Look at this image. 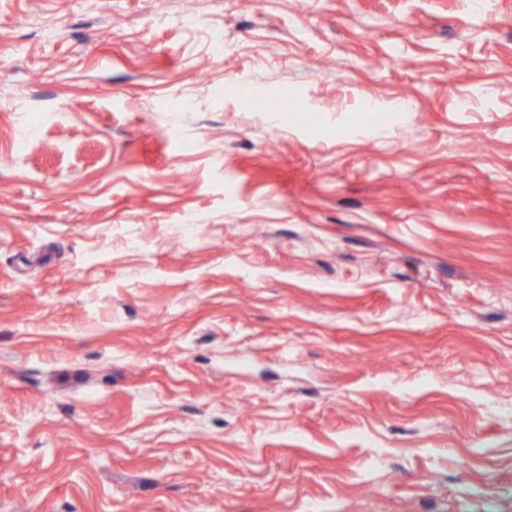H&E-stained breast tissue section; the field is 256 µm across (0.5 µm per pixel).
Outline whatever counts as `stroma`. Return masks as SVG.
Returning <instances> with one entry per match:
<instances>
[{"label":"stroma","mask_w":512,"mask_h":512,"mask_svg":"<svg viewBox=\"0 0 512 512\" xmlns=\"http://www.w3.org/2000/svg\"><path fill=\"white\" fill-rule=\"evenodd\" d=\"M2 66L0 512H512V0H0Z\"/></svg>","instance_id":"stroma-1"}]
</instances>
